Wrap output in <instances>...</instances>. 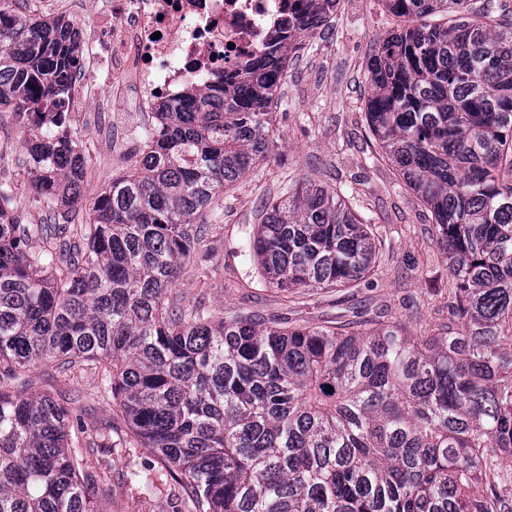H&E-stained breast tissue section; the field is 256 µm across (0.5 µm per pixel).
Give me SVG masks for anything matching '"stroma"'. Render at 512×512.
Returning a JSON list of instances; mask_svg holds the SVG:
<instances>
[{
    "instance_id": "1",
    "label": "stroma",
    "mask_w": 512,
    "mask_h": 512,
    "mask_svg": "<svg viewBox=\"0 0 512 512\" xmlns=\"http://www.w3.org/2000/svg\"><path fill=\"white\" fill-rule=\"evenodd\" d=\"M20 2L35 16L60 15L86 29L98 25V0ZM398 24L383 0H340L330 26L305 37L276 94L277 145L220 199L207 249L185 266L172 290L181 303L203 302L219 318L244 311L257 313L268 323L305 326L336 325L340 312L354 308L373 323L400 324L410 336L448 326L451 277L435 222L381 157L365 120L367 60L375 42ZM129 94V86L113 82L110 68H101L85 91L82 111L72 115L87 158L84 204H91L113 175L135 163L139 145L132 129L147 124L146 113H125L128 127L120 146L105 137L113 100ZM25 137L13 113L0 112V179L12 183L22 223L47 224V208L29 191ZM304 181L335 188L371 224L379 255L363 280L284 292L265 283L244 256L241 243L261 223L268 202L294 193ZM31 375L38 389L78 399L77 415L85 430L112 429L111 449L97 448L84 456L85 468L99 478L98 512H189V503L163 461L153 449L136 442L111 403L99 397L94 370L67 376L48 359ZM133 469L148 470L149 482L131 479Z\"/></svg>"
}]
</instances>
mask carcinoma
<instances>
[{
  "instance_id": "1",
  "label": "carcinoma",
  "mask_w": 512,
  "mask_h": 512,
  "mask_svg": "<svg viewBox=\"0 0 512 512\" xmlns=\"http://www.w3.org/2000/svg\"><path fill=\"white\" fill-rule=\"evenodd\" d=\"M338 2L292 0L268 52L185 108L160 102L134 170L73 232L86 158L65 103L81 43L64 18L0 0V107L30 125L35 195L64 207L21 224L0 184V512H97L82 458L112 432L71 434L74 410L30 376L49 358L62 373L95 363L101 395L194 512H512V22L494 3L384 0L409 25L367 61L368 128L433 216L457 330L217 320L171 296L224 188L276 146L289 52ZM246 249L289 291L363 279L377 246L343 196L308 183L270 202Z\"/></svg>"
}]
</instances>
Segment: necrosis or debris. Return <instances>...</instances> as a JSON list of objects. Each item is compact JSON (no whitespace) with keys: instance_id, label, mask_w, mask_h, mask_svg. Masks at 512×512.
<instances>
[{"instance_id":"obj_1","label":"necrosis or debris","mask_w":512,"mask_h":512,"mask_svg":"<svg viewBox=\"0 0 512 512\" xmlns=\"http://www.w3.org/2000/svg\"><path fill=\"white\" fill-rule=\"evenodd\" d=\"M103 43L114 76L137 88V107L184 106V88L228 76L264 51L288 0H111Z\"/></svg>"}]
</instances>
